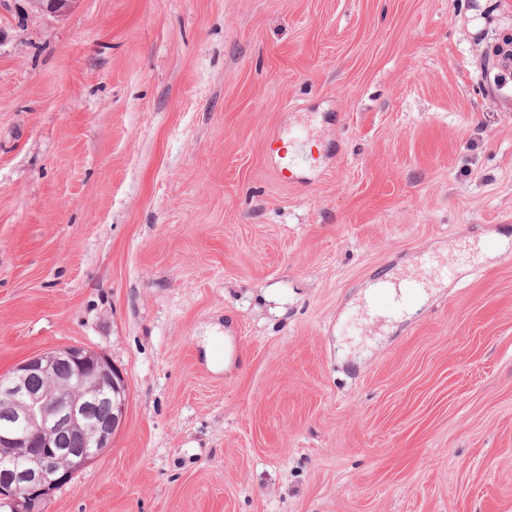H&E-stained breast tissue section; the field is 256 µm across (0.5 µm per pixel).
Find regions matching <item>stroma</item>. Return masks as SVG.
Listing matches in <instances>:
<instances>
[{"label":"stroma","mask_w":512,"mask_h":512,"mask_svg":"<svg viewBox=\"0 0 512 512\" xmlns=\"http://www.w3.org/2000/svg\"><path fill=\"white\" fill-rule=\"evenodd\" d=\"M20 5L0 373L77 345L129 386L46 512H512V0ZM512 56V35H506L502 38L501 43L495 45L490 52L487 53L482 63V72L486 78L492 79L493 83L503 88L512 84V64L505 66L504 58ZM426 289L423 277L382 278L373 284L372 294L364 301V309L375 320L390 321L403 313Z\"/></svg>","instance_id":"35a3bbf8"}]
</instances>
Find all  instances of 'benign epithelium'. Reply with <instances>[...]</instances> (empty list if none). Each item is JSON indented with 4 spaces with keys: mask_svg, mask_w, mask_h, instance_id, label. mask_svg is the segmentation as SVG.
<instances>
[{
    "mask_svg": "<svg viewBox=\"0 0 512 512\" xmlns=\"http://www.w3.org/2000/svg\"><path fill=\"white\" fill-rule=\"evenodd\" d=\"M73 0H26L31 11L62 14ZM512 35L487 53L486 78L503 88L512 84ZM70 362V379L56 377V366ZM41 377L34 386L31 378ZM107 398L112 419L106 426L90 421L88 401ZM126 377L106 356L81 346L51 349L29 357L0 374V512H45L54 494L77 472L112 447L128 409ZM76 432L85 448L57 447L61 435Z\"/></svg>",
    "mask_w": 512,
    "mask_h": 512,
    "instance_id": "obj_1",
    "label": "benign epithelium"
}]
</instances>
